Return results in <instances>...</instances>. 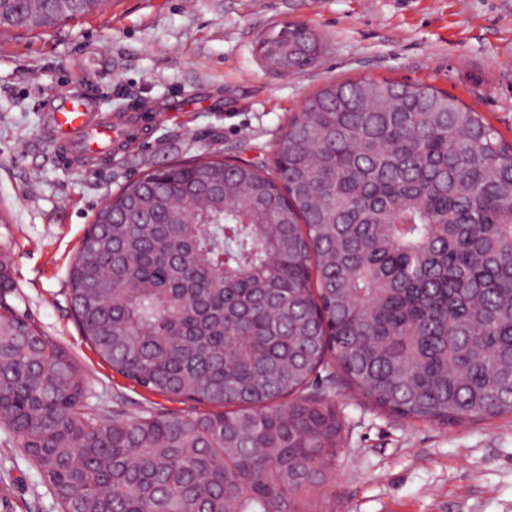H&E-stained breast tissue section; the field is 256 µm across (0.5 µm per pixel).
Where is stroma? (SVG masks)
Returning <instances> with one entry per match:
<instances>
[{"instance_id":"1","label":"stroma","mask_w":512,"mask_h":512,"mask_svg":"<svg viewBox=\"0 0 512 512\" xmlns=\"http://www.w3.org/2000/svg\"><path fill=\"white\" fill-rule=\"evenodd\" d=\"M308 24L321 52L299 75L270 69L260 35ZM427 83L512 141V0H112L46 32L0 38V252L14 300L91 381L90 404L137 415L201 404L113 372L79 332L69 271L104 198L199 153L272 164L305 99L330 82ZM94 92L108 112L146 118L139 145L58 162L48 104ZM344 446L313 512H512V416L448 425L377 409L337 387ZM0 512H60L36 468L0 431Z\"/></svg>"}]
</instances>
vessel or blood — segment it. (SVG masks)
Wrapping results in <instances>:
<instances>
[{"label": "vessel or blood", "instance_id": "obj_1", "mask_svg": "<svg viewBox=\"0 0 512 512\" xmlns=\"http://www.w3.org/2000/svg\"><path fill=\"white\" fill-rule=\"evenodd\" d=\"M48 126L56 156L65 164L96 154L106 143L116 151L131 147L140 133L136 114L104 117L96 97L89 93L59 99L48 116Z\"/></svg>", "mask_w": 512, "mask_h": 512}]
</instances>
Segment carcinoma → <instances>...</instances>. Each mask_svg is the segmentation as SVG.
Segmentation results:
<instances>
[{"instance_id": "obj_1", "label": "carcinoma", "mask_w": 512, "mask_h": 512, "mask_svg": "<svg viewBox=\"0 0 512 512\" xmlns=\"http://www.w3.org/2000/svg\"><path fill=\"white\" fill-rule=\"evenodd\" d=\"M103 0H9L48 31ZM299 43L273 29L276 65ZM75 321L132 383L212 407L123 418L12 303L0 257V429L61 512H311L348 389L414 421L512 415V142L429 84L331 82L274 171L191 155L110 195L70 272Z\"/></svg>"}]
</instances>
